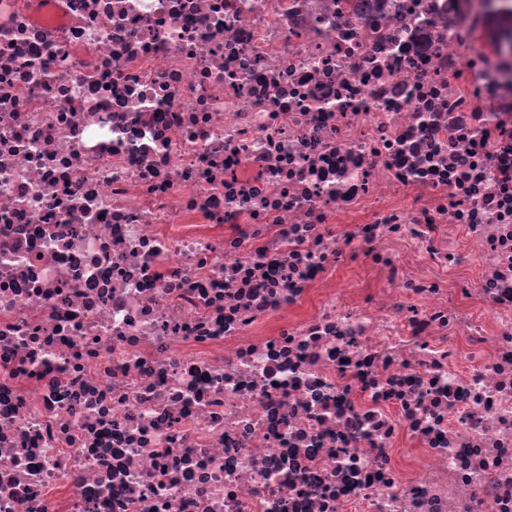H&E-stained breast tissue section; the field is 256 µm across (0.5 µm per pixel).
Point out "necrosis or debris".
I'll use <instances>...</instances> for the list:
<instances>
[{"label": "necrosis or debris", "instance_id": "4bbe7bcc", "mask_svg": "<svg viewBox=\"0 0 512 512\" xmlns=\"http://www.w3.org/2000/svg\"><path fill=\"white\" fill-rule=\"evenodd\" d=\"M502 32L0 0V512H512Z\"/></svg>", "mask_w": 512, "mask_h": 512}]
</instances>
